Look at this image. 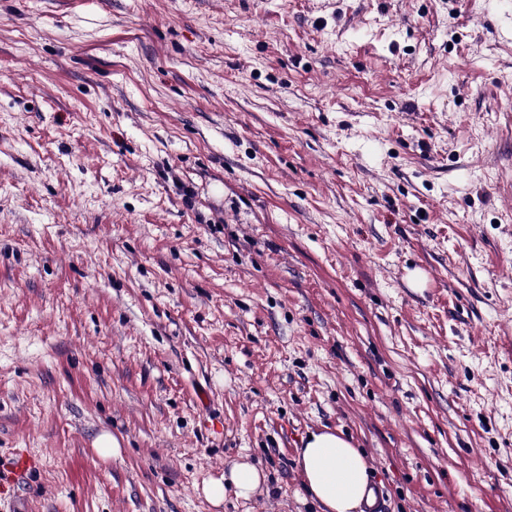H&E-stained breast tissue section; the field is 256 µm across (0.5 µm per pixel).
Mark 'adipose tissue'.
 I'll list each match as a JSON object with an SVG mask.
<instances>
[{
	"label": "adipose tissue",
	"mask_w": 512,
	"mask_h": 512,
	"mask_svg": "<svg viewBox=\"0 0 512 512\" xmlns=\"http://www.w3.org/2000/svg\"><path fill=\"white\" fill-rule=\"evenodd\" d=\"M303 483L322 512H362L373 494L369 488L368 462L342 433L329 429L310 433L297 458ZM265 480L249 461L233 463L223 479L207 482L203 491L215 505L226 492L250 500Z\"/></svg>",
	"instance_id": "obj_1"
}]
</instances>
